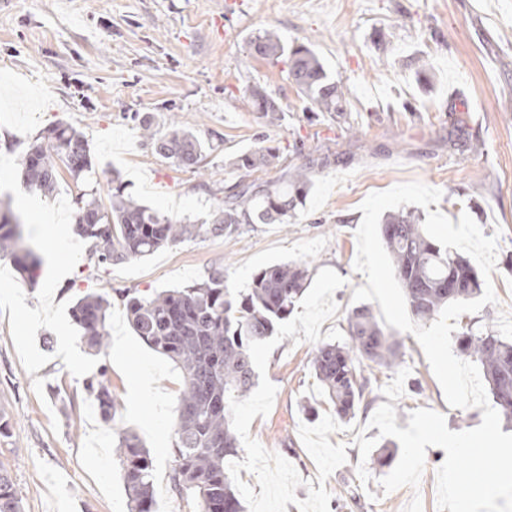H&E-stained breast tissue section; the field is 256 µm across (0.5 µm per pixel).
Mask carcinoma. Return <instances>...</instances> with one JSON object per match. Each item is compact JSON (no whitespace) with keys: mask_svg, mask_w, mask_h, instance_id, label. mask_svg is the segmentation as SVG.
Here are the masks:
<instances>
[{"mask_svg":"<svg viewBox=\"0 0 512 512\" xmlns=\"http://www.w3.org/2000/svg\"><path fill=\"white\" fill-rule=\"evenodd\" d=\"M249 53L274 63L287 57L288 75L320 112H344V92L309 48L285 49L280 36L267 30L249 42ZM256 111L274 125L282 120L278 102L259 85L247 89ZM154 152L178 166L198 171L209 146L190 129L171 122L161 133L140 120ZM279 150L261 146L237 154L230 164L241 179L221 206L201 222L178 220L125 193L112 178L109 204L94 190L76 197V233L89 243V259L112 265L145 258L178 242L203 236L230 235L241 224H287L303 204L312 167L284 169L274 183L249 181L261 168L279 164ZM24 184L45 195L54 193L60 168L84 180L92 169L84 136L58 123L34 138L20 158ZM411 212L389 213L380 225L382 240L404 288L413 319L427 324L449 303L470 300L482 291L478 272L461 255L430 238ZM7 258L20 275L32 281L39 259L23 238L22 221L10 204L0 200V259ZM307 260L277 263L259 270L250 287L233 292L224 285V266L211 268L199 282L150 294L120 295L128 322L143 342L171 360L181 373L174 422L172 480L181 492L197 498L200 512H244L226 458L241 451L232 426L230 397L244 398L256 381L248 352L252 340L274 335L300 301L308 277ZM112 294L104 289L80 297L72 307L73 323L91 352L107 345ZM348 338L324 343L311 359L317 380L340 419L368 404L371 364L393 367L401 362L397 336L382 328L367 306L347 316ZM462 355L479 362L489 392L503 419L512 424V342L489 331L469 328L458 338ZM101 418L109 423L116 400L103 383L95 391ZM129 512H156L153 459L138 436L125 432L116 446ZM0 512H21V500L6 470L0 469Z\"/></svg>","mask_w":512,"mask_h":512,"instance_id":"obj_1","label":"carcinoma"}]
</instances>
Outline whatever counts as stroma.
I'll return each mask as SVG.
<instances>
[{
	"label": "stroma",
	"mask_w": 512,
	"mask_h": 512,
	"mask_svg": "<svg viewBox=\"0 0 512 512\" xmlns=\"http://www.w3.org/2000/svg\"><path fill=\"white\" fill-rule=\"evenodd\" d=\"M266 29L318 55L344 87V116L313 108L283 63L249 56L250 39ZM254 84L280 104L279 124L253 109L245 90ZM146 116L162 131L177 120L212 144L204 172L156 155L141 135ZM59 122L86 137L93 170L80 184L62 175L46 196L23 187L19 156ZM0 131V196L24 216L42 260L31 284L0 259V414L10 428L0 436V467L22 512H128L114 452L125 430L154 460L158 512L200 510L171 482L178 370L134 335L118 301L108 332L124 354L88 353L71 318L87 292L178 288L218 263L227 287L241 290L262 267L303 259L310 275L328 267L344 278L333 295L338 311L320 327L343 331L353 291L366 283L354 268L360 204L370 193L420 181L442 191L437 208L445 216L469 214L485 236L498 238L497 302L461 315L457 331L471 324L512 340V0H0ZM259 146L280 153L279 167L256 171L262 182L331 156L291 223L244 224L232 236L189 239L138 261L89 262V245L74 232L77 194L107 195L117 175L127 194L195 221L239 181L229 159ZM400 338L402 364L373 369V407L394 405L402 429L418 408L443 414L452 431L480 425L481 409L448 405L415 337ZM315 348L287 337L272 351L275 402L250 425L251 437L291 462L305 484L316 480L317 467L298 427L333 411L310 366ZM135 374L148 380L149 393L132 394ZM99 379L117 402L109 424L86 389ZM371 416L358 410L328 436L347 453L326 481L330 512H404L416 496L423 512H437L445 451L427 448L418 488L385 492L379 481L389 467L361 458L354 443L360 429L379 435ZM305 484L298 500L308 496Z\"/></svg>",
	"instance_id": "35a3bbf8"
}]
</instances>
